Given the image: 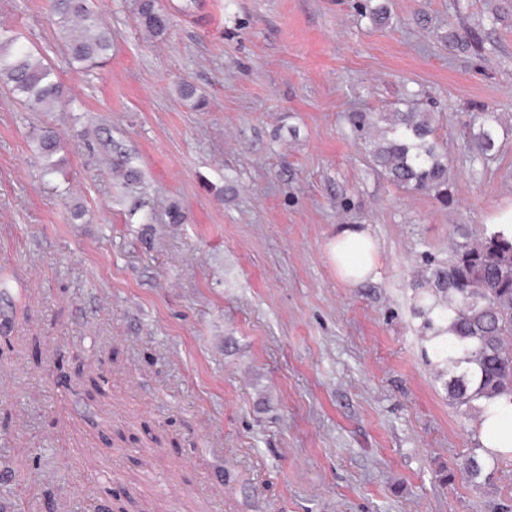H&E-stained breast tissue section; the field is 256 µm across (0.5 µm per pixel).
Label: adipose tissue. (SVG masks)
I'll use <instances>...</instances> for the list:
<instances>
[{
  "instance_id": "adipose-tissue-1",
  "label": "adipose tissue",
  "mask_w": 512,
  "mask_h": 512,
  "mask_svg": "<svg viewBox=\"0 0 512 512\" xmlns=\"http://www.w3.org/2000/svg\"><path fill=\"white\" fill-rule=\"evenodd\" d=\"M337 277L348 285L373 278L377 245L370 233L357 225L340 226L326 245ZM481 445L489 456L512 455V400L501 396L484 402L477 423Z\"/></svg>"
}]
</instances>
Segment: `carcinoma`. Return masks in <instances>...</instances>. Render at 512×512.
I'll return each mask as SVG.
<instances>
[{"label":"carcinoma","instance_id":"obj_1","mask_svg":"<svg viewBox=\"0 0 512 512\" xmlns=\"http://www.w3.org/2000/svg\"><path fill=\"white\" fill-rule=\"evenodd\" d=\"M357 8L374 23L388 15L382 2L364 0ZM49 11L73 62L93 68L107 61L112 30L99 24L89 0H49ZM135 19L137 28L151 37L165 35L171 26L170 14L157 0L137 4ZM448 43L463 51L483 49V40L473 33L465 37L452 32ZM0 84L31 112H52L63 98L53 70L8 28L0 29ZM347 119L355 133L370 138L373 163L391 182L448 203V157L434 138L435 113L404 98L388 112L354 109ZM497 125L495 113L480 109L475 139L481 154L495 153ZM38 147L46 160L45 174H55L57 140L46 136ZM430 283L429 295L436 301L427 307V325L438 338L441 330L434 322H451V335L435 348L448 377V394L461 405L512 396V349L506 344L512 335V237L502 232L465 237L453 247L448 263L432 270Z\"/></svg>","mask_w":512,"mask_h":512}]
</instances>
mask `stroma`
I'll return each instance as SVG.
<instances>
[{
  "instance_id": "stroma-1",
  "label": "stroma",
  "mask_w": 512,
  "mask_h": 512,
  "mask_svg": "<svg viewBox=\"0 0 512 512\" xmlns=\"http://www.w3.org/2000/svg\"><path fill=\"white\" fill-rule=\"evenodd\" d=\"M353 2L160 0L151 38L134 0H92L112 56L84 70L47 0H0L69 102L31 112L0 87V512H512V456L485 457L418 300L458 226L512 207V0H389L378 26ZM414 93L445 205L390 182L347 120ZM343 224L377 240L375 279L337 278ZM135 19L137 28L151 37H161L171 26L170 14L161 10L156 0L136 5ZM478 114V132L475 134V139L481 154L490 156L496 150L498 118L494 112L483 108Z\"/></svg>"
}]
</instances>
